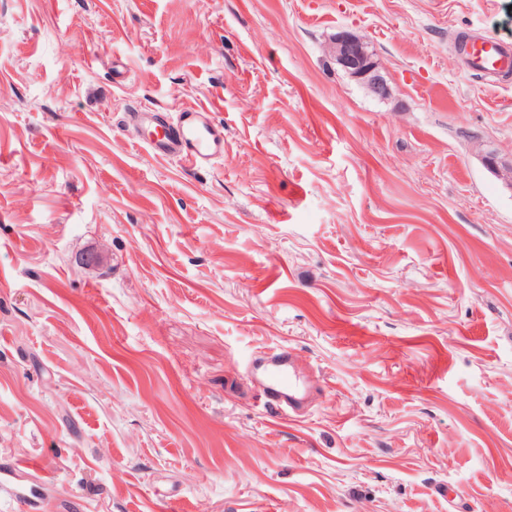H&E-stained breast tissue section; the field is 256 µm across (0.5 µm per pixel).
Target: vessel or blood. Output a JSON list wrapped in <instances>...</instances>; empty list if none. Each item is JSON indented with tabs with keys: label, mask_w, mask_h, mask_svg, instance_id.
Instances as JSON below:
<instances>
[{
	"label": "vessel or blood",
	"mask_w": 512,
	"mask_h": 512,
	"mask_svg": "<svg viewBox=\"0 0 512 512\" xmlns=\"http://www.w3.org/2000/svg\"><path fill=\"white\" fill-rule=\"evenodd\" d=\"M464 60L488 83L512 75V41L475 37L467 41ZM148 149L154 156L176 158L189 167L222 156L224 130L200 122L197 109L188 108L175 121L159 120L149 129ZM251 372L260 377L269 403L281 413L299 411L309 385L295 355L280 348L254 359Z\"/></svg>",
	"instance_id": "obj_1"
}]
</instances>
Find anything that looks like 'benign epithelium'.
Here are the masks:
<instances>
[{
	"label": "benign epithelium",
	"instance_id": "obj_1",
	"mask_svg": "<svg viewBox=\"0 0 512 512\" xmlns=\"http://www.w3.org/2000/svg\"><path fill=\"white\" fill-rule=\"evenodd\" d=\"M327 51L341 69L361 84L370 96L386 99L391 95V88L379 70L368 43L361 35L350 30H341L332 37ZM473 148L478 152L484 166L512 187V161L503 162L498 152L482 140H474Z\"/></svg>",
	"mask_w": 512,
	"mask_h": 512
}]
</instances>
